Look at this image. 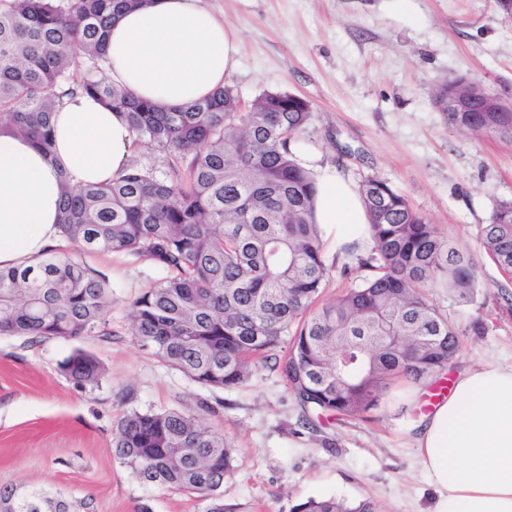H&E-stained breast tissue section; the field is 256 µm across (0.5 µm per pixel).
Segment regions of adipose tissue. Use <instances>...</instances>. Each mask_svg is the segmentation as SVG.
I'll return each mask as SVG.
<instances>
[{
	"label": "adipose tissue",
	"mask_w": 512,
	"mask_h": 512,
	"mask_svg": "<svg viewBox=\"0 0 512 512\" xmlns=\"http://www.w3.org/2000/svg\"><path fill=\"white\" fill-rule=\"evenodd\" d=\"M236 33L201 0H149L123 14L106 42L113 85L165 108L209 96L235 67ZM46 153L0 132V268L29 264L58 238L63 179L120 178L137 144L124 115L95 97L65 98ZM315 222L330 248L365 243L360 196L320 169ZM414 458L436 494L433 512H512V364L463 369L452 393L410 427Z\"/></svg>",
	"instance_id": "1"
}]
</instances>
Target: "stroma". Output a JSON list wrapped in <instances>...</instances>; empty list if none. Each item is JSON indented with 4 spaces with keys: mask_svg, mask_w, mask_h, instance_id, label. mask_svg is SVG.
I'll use <instances>...</instances> for the list:
<instances>
[{
    "mask_svg": "<svg viewBox=\"0 0 512 512\" xmlns=\"http://www.w3.org/2000/svg\"><path fill=\"white\" fill-rule=\"evenodd\" d=\"M238 33L230 84L243 102L266 91L308 99L312 119L295 142L352 186L386 181L478 261L470 302L435 287L460 349L440 385L466 365L512 363V276L486 255L482 229L496 203L512 198V140L449 127L433 105L436 87L462 77L512 103V17L495 0H204ZM79 255V254H78ZM112 286L106 335L74 339L0 335V486L92 498L95 512H200L187 493L142 485L112 452V427L131 410L212 405L203 421L237 455L224 499L239 512H296L308 499L373 501L379 512H432L435 494L418 471L409 423L425 412L393 382L377 407L326 414L302 427L282 376L258 368L237 390L209 391L135 346L128 304L160 270L124 253H83ZM106 373L75 387L59 370L74 350Z\"/></svg>",
    "mask_w": 512,
    "mask_h": 512,
    "instance_id": "obj_1",
    "label": "stroma"
}]
</instances>
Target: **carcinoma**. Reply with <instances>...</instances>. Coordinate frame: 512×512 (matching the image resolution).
Instances as JSON below:
<instances>
[{"mask_svg":"<svg viewBox=\"0 0 512 512\" xmlns=\"http://www.w3.org/2000/svg\"><path fill=\"white\" fill-rule=\"evenodd\" d=\"M139 0H0V130L49 153L52 112L80 91L124 113L137 139L175 158L130 162L108 184L65 188L60 236L81 252H125L165 272L129 303L139 350L212 390L246 385L262 365L288 382L302 411L367 412L398 377L418 381L459 351L453 327L427 297L440 285L473 298V258L438 235L385 181L359 193L374 243L356 256L368 271L358 286L314 307L329 270L313 203L316 182L291 150L311 120L310 102L263 93L238 112L227 84L209 97L162 110L103 75L113 22ZM84 61L86 74L72 78ZM441 83L442 106L460 84ZM448 125L512 138V112H446ZM486 254L512 275V199L484 228ZM110 284L70 256L45 253L35 265L0 269V335L76 338L104 334ZM288 350L280 353L281 344ZM74 386L98 384L102 364L81 349L59 364ZM211 411L131 410L112 429V452L141 484L184 491L201 512H238L224 501L236 453L224 433L200 422ZM0 512H75L62 495L0 487ZM299 512H379L370 501L309 500Z\"/></svg>","mask_w":512,"mask_h":512,"instance_id":"cac0c4a2","label":"carcinoma"}]
</instances>
